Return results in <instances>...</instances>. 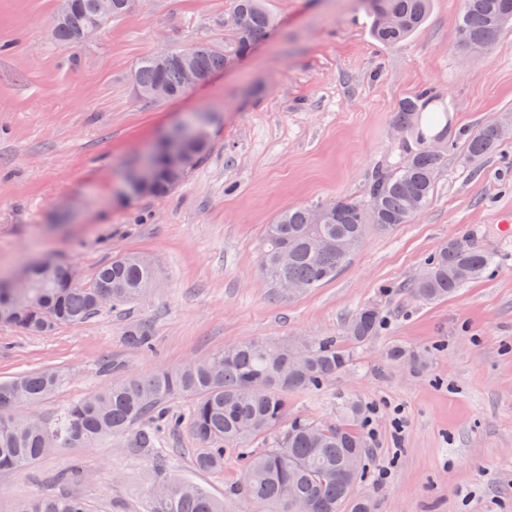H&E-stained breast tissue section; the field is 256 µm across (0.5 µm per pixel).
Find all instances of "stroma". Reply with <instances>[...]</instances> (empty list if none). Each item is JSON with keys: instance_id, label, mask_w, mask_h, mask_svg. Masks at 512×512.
Here are the masks:
<instances>
[{"instance_id": "stroma-1", "label": "stroma", "mask_w": 512, "mask_h": 512, "mask_svg": "<svg viewBox=\"0 0 512 512\" xmlns=\"http://www.w3.org/2000/svg\"><path fill=\"white\" fill-rule=\"evenodd\" d=\"M264 4L278 22L270 38L205 85L148 103L130 80L139 59L195 41L223 48L234 0H139L79 49L52 37L57 0H0V277L53 258L87 284L128 252L154 256L161 275L137 304L50 336L0 323V381L65 371L66 384L28 408L47 420L97 392L105 363L147 375L249 339L343 344L352 315L373 305L377 336L332 383L289 396L290 414L326 422L345 400L366 407L372 456L355 494L372 512H512V241L499 230L512 213V137L480 159L450 150L429 205L391 233L368 231L335 280L288 296L260 270L266 227L282 211L365 197L372 172L398 153L392 118L404 98L433 88L466 136L512 114V28L472 58L457 46L462 0H432L426 23L394 46L372 39L357 0ZM197 113L209 118L207 156L167 196L125 201L138 155ZM451 239L494 253V265L448 298L410 294ZM133 322L150 326L154 352L126 344ZM161 446L171 473L225 512H249L230 493L235 458L198 471L200 443L186 428L163 433ZM74 467L92 478L58 481ZM155 480L150 459L112 439L53 448L26 470L0 471V512L44 494L79 496L90 512H156Z\"/></svg>"}]
</instances>
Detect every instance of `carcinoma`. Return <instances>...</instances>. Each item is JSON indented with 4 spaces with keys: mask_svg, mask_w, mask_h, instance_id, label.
I'll return each mask as SVG.
<instances>
[{
    "mask_svg": "<svg viewBox=\"0 0 512 512\" xmlns=\"http://www.w3.org/2000/svg\"><path fill=\"white\" fill-rule=\"evenodd\" d=\"M431 0H360L372 15V37L379 43L397 44L425 21ZM235 11L244 14L245 26L230 34L224 50L204 41L170 50L168 61L153 55L142 57L131 82L143 90L165 86L172 98L183 93L180 58L191 51L205 73L224 70L226 60L249 52L253 44L270 35L275 23L262 0H236ZM383 13L400 19L384 28ZM123 18L121 0H112V16L102 19L95 0H76V7L63 23H52L54 40L63 46L79 45L77 32L98 22L106 27ZM512 22V0H464L457 44L459 49L479 52L491 46L506 24ZM436 94L424 88L404 99L394 115V126L402 136L400 159L376 171L361 200L339 199L322 224L307 223L310 207L297 206L281 213L267 226L261 250L263 275L280 287L283 280L303 294L333 280L350 259L344 248L350 241L363 242L368 229L390 233L409 223L431 201L435 175L456 136L443 128L428 137L423 131L426 107ZM209 129L186 145L190 165L205 158ZM494 130L485 126L466 141L470 157H481L500 146ZM183 159L162 156L156 163V179L150 195L163 196L173 190L171 180ZM317 237H326L337 247L317 252L311 248ZM493 264L486 251L458 240H450L425 262L411 292L424 301L444 299L480 277ZM31 288L15 299L13 289L0 281V302L15 304L11 324L30 334H49L61 325H74L99 314L100 292L112 295L111 309H119L146 298L157 287L159 270L142 253L118 255L99 266L92 282L82 285L71 277L70 267L45 259L25 269ZM377 307L366 305L349 320L350 343L362 346L381 326ZM126 343L142 352L153 351L154 336L144 323L127 326ZM351 361L350 350L332 337H303L287 343L250 340L233 343L224 351L201 361H190L176 369L147 376H125L111 381L89 399L70 403L51 422L28 430L17 426L8 410L44 401L65 382L63 372L41 369L0 381V470L21 471L40 458L50 446L70 448L110 436L122 442L132 457H149L158 472L165 470L164 450L158 447L160 433L175 432L188 425L202 444L196 468L202 472L224 468V457L232 451L241 468V479L232 494L249 503L255 512H291L290 499L310 504L311 512H371L368 501L355 497L365 475L370 454L367 437L359 429L363 406L344 403L336 420L316 422L288 417V394L321 389L343 372ZM182 394L194 399L185 416H174L166 401ZM261 439L265 447L253 448ZM157 486L166 490L158 500V512H224V502L202 487L171 476ZM16 512H89L76 495H41L21 503Z\"/></svg>",
    "mask_w": 512,
    "mask_h": 512,
    "instance_id": "obj_1",
    "label": "carcinoma"
}]
</instances>
